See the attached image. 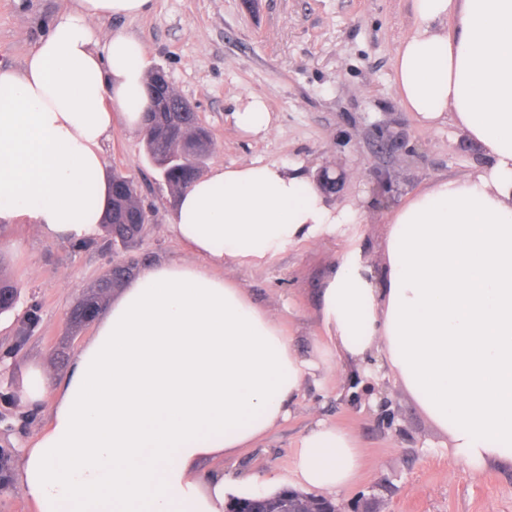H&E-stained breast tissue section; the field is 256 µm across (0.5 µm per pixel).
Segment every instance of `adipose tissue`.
<instances>
[{
    "instance_id": "1",
    "label": "adipose tissue",
    "mask_w": 512,
    "mask_h": 512,
    "mask_svg": "<svg viewBox=\"0 0 512 512\" xmlns=\"http://www.w3.org/2000/svg\"><path fill=\"white\" fill-rule=\"evenodd\" d=\"M154 0H70L21 68H0V222L84 242L110 202L103 146L141 132L150 62L105 19ZM395 53L400 101L420 127L452 122L484 162L410 195L387 221L383 264L353 247L320 293L326 341L304 357L281 319L224 269L341 234L357 211L330 206L299 167L242 162L197 178L172 233L188 258L144 265L114 294L61 379L31 364L21 397L51 398L13 477L35 512H225L230 499L351 486L363 450L317 421L285 473L203 474L288 421L333 363L382 359L477 476L512 466V0H413ZM266 138L277 118L253 97L231 114Z\"/></svg>"
}]
</instances>
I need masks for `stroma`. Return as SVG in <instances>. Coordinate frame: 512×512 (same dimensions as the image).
<instances>
[{"label":"stroma","instance_id":"1","mask_svg":"<svg viewBox=\"0 0 512 512\" xmlns=\"http://www.w3.org/2000/svg\"><path fill=\"white\" fill-rule=\"evenodd\" d=\"M69 0H0V67L19 68ZM412 0H154L133 20L101 21L143 40L151 66L196 106L215 149L204 168L249 160L289 164L308 174L343 171L331 205L349 206L359 221L339 236L288 248L273 262L232 270L259 305L282 317L301 354L323 336L320 291L347 247H362L379 265L388 215L408 195L441 176L457 177L484 161L452 123L428 131L401 106L393 79L395 52L415 25ZM262 97L278 117L266 139L243 136L231 114L249 96ZM107 168L138 182L151 222L134 250L109 243L53 241L33 225L0 224V257L21 288L17 307L0 313V449L20 455L44 423L16 396L27 367L44 362L64 372L93 328L70 331L67 313L113 261H179L186 254L169 226L175 206L148 160L141 135L118 129L104 146ZM39 322L24 332L25 314ZM370 380L386 386L395 428L377 421V399L352 385L358 369L337 365L307 384L295 416L252 448L225 458V472H285L301 435L320 418L354 435L365 452L362 477L336 496L374 512H512V467L475 478L450 462L448 438L414 398L377 365Z\"/></svg>","mask_w":512,"mask_h":512}]
</instances>
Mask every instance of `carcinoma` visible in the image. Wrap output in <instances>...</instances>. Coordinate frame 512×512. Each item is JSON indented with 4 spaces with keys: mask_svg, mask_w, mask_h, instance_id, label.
Returning a JSON list of instances; mask_svg holds the SVG:
<instances>
[{
    "mask_svg": "<svg viewBox=\"0 0 512 512\" xmlns=\"http://www.w3.org/2000/svg\"><path fill=\"white\" fill-rule=\"evenodd\" d=\"M143 143L171 197L177 200L200 175L213 140L202 121L191 114L156 112L145 118ZM147 218L135 179L112 170V197L102 223L106 237L124 245L133 243L141 237ZM129 279L123 263L108 268L71 308L68 317L71 328L77 331L95 320L106 308L112 293ZM19 294L18 286L5 274L0 256V313L13 309Z\"/></svg>",
    "mask_w": 512,
    "mask_h": 512,
    "instance_id": "obj_1",
    "label": "carcinoma"
}]
</instances>
